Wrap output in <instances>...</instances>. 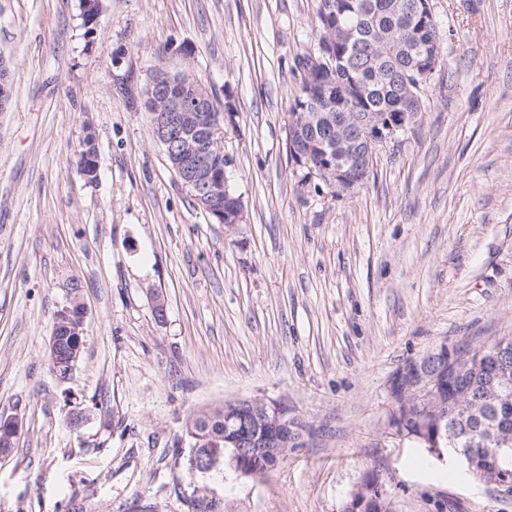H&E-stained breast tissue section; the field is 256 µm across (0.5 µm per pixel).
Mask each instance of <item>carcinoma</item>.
Masks as SVG:
<instances>
[{
  "instance_id": "obj_1",
  "label": "carcinoma",
  "mask_w": 512,
  "mask_h": 512,
  "mask_svg": "<svg viewBox=\"0 0 512 512\" xmlns=\"http://www.w3.org/2000/svg\"><path fill=\"white\" fill-rule=\"evenodd\" d=\"M413 0H318L317 44H333L341 63L329 71L315 64L320 52L298 57L300 93L294 98L291 114L299 129L293 145L307 154L315 166L324 152L311 146L324 142L338 159L349 150L345 129L339 120V108L322 99L311 98L308 89L326 86L351 102L346 112L422 111V92L415 89L416 100L406 97V77L414 73V63L440 51L436 20L417 17L406 5ZM355 30L356 37L346 43L337 39L340 29ZM494 344L479 349L463 348L455 352V368L448 372L444 390L445 407L440 414H420L403 405L391 413L389 423L396 433L419 447L453 448L461 409L457 397L465 389L468 399L483 405L482 420L497 432L512 437V386L507 394L491 397L487 384L496 365H477L476 357H485Z\"/></svg>"
}]
</instances>
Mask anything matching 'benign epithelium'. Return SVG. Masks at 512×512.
I'll list each match as a JSON object with an SVG mask.
<instances>
[{"label":"benign epithelium","mask_w":512,"mask_h":512,"mask_svg":"<svg viewBox=\"0 0 512 512\" xmlns=\"http://www.w3.org/2000/svg\"><path fill=\"white\" fill-rule=\"evenodd\" d=\"M144 106L155 113L154 132L163 145L166 157L175 171L181 185L191 194L202 208L206 209L219 224H239L243 210L236 205L224 209V199L230 198L229 185L224 174V148L221 130L215 121L211 107L213 95L188 73H181L173 79L169 72L160 69L150 71L143 97ZM418 113H403L384 122L376 116L364 113L352 114L351 126L346 128L347 142L356 159L355 168L362 174L372 169L374 159L389 139L397 132L414 125ZM349 172L329 162L318 169H310L309 178H319L340 185L348 180ZM84 309L78 302L61 310L54 324L49 343V358L54 368H59V336L81 338L85 334ZM452 354L442 346L418 361L405 364L391 380L400 390L404 401L421 402L433 412L440 410L441 397L433 386L437 385L438 372L434 368L448 364ZM248 416L243 432L230 435L236 430L234 423L240 417ZM213 420L198 422L194 433V443L190 444L188 460L190 487L194 496H202L208 501L218 500L217 492L210 488H199L194 478L224 467L222 445L229 441L234 445L230 462L234 469L245 476L257 474L256 465L270 470L279 465L288 455V450L296 447L307 432L306 426L296 418H288L287 412L263 400H237L224 403V432L212 427ZM20 430L15 418L0 419V447L9 448ZM230 439H225V435ZM472 431L465 430L466 445L453 449L467 471L481 483L495 479L494 485L509 487L508 480L497 479L500 459L512 454L509 440L506 447L490 450L483 447L487 441H498L500 437L488 431L482 434V441L471 438ZM371 505L375 512H390L387 492L367 474L353 491L347 512Z\"/></svg>","instance_id":"7a95c632"}]
</instances>
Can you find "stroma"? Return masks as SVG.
Returning a JSON list of instances; mask_svg holds the SVG:
<instances>
[{"mask_svg":"<svg viewBox=\"0 0 512 512\" xmlns=\"http://www.w3.org/2000/svg\"><path fill=\"white\" fill-rule=\"evenodd\" d=\"M0 0V512H187L188 424L261 399L307 428L263 476L209 480L224 512H342L366 473L390 512H512L389 424L392 375L440 346L512 336V0H430L441 59L418 121L332 196L288 154L317 0ZM230 107L224 170L243 221L183 188L149 112L154 61ZM93 132L99 171L77 153ZM163 293L164 319L153 296ZM79 299L84 348L51 370ZM84 318V309L81 304L76 301L61 310L55 318L54 331L49 343V358L58 375H60V365L57 364V358L60 355L58 336L62 334L64 336H71L67 339L68 345H71L72 336H76L79 341L81 336L85 334Z\"/></svg>","mask_w":512,"mask_h":512,"instance_id":"stroma-1","label":"stroma"}]
</instances>
